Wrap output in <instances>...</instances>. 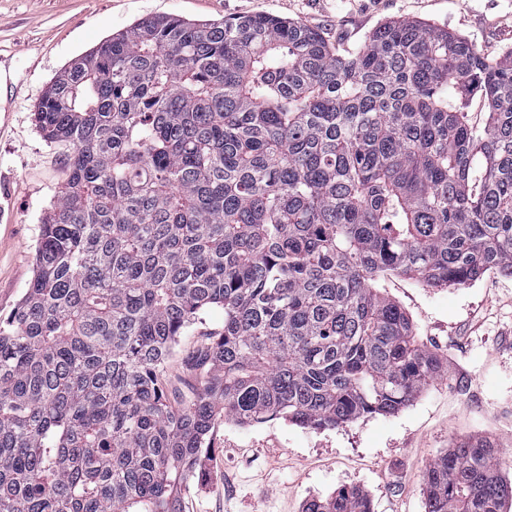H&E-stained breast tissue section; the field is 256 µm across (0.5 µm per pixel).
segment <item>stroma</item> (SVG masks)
<instances>
[{
	"label": "stroma",
	"instance_id": "1",
	"mask_svg": "<svg viewBox=\"0 0 512 512\" xmlns=\"http://www.w3.org/2000/svg\"><path fill=\"white\" fill-rule=\"evenodd\" d=\"M158 15L294 19L347 50L388 19L427 20L485 57L512 51V0H0V56L17 87L0 122V195L12 214L0 221V318L27 291L41 224L66 179L62 149L35 125L43 91L112 33ZM377 284L408 314L419 343L442 357L441 374L398 413L335 429L217 420L198 465L203 479L183 491L180 512H301L306 499L344 487L363 490L373 512H425L424 472L459 439L491 437L512 459V276L431 288L385 272ZM223 327V311L213 309L181 338L167 362L177 396L196 387L186 361L197 343Z\"/></svg>",
	"mask_w": 512,
	"mask_h": 512
}]
</instances>
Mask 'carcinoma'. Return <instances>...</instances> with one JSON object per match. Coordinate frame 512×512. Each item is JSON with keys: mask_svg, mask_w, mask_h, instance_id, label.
<instances>
[{"mask_svg": "<svg viewBox=\"0 0 512 512\" xmlns=\"http://www.w3.org/2000/svg\"><path fill=\"white\" fill-rule=\"evenodd\" d=\"M34 118L68 178L0 318V512H180L220 417L395 414L442 359L379 274L512 275V52L427 22L342 52L281 17H145L65 67ZM214 308L197 391L172 399L164 363ZM425 491L426 512L512 508L488 437L437 457ZM303 512L372 506L351 488Z\"/></svg>", "mask_w": 512, "mask_h": 512, "instance_id": "1", "label": "carcinoma"}]
</instances>
